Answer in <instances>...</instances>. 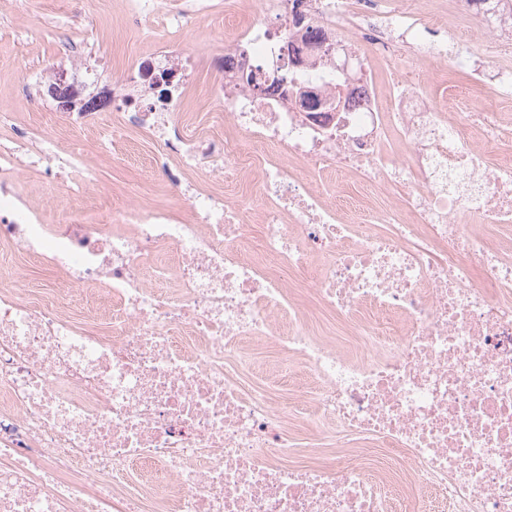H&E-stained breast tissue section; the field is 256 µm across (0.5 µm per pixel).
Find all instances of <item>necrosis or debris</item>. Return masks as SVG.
Returning a JSON list of instances; mask_svg holds the SVG:
<instances>
[{"label": "necrosis or debris", "instance_id": "1", "mask_svg": "<svg viewBox=\"0 0 512 512\" xmlns=\"http://www.w3.org/2000/svg\"><path fill=\"white\" fill-rule=\"evenodd\" d=\"M307 14L293 33L252 23L224 43V135L167 137L168 100L121 114L162 145L154 163L257 172L246 203L188 189L190 221L137 201L99 218L42 223L0 152V512H512V152L500 104L512 66L427 38L416 0L377 13L356 0H261ZM334 45L340 69L315 49ZM446 62L496 96L439 105L405 80L381 93L365 45ZM289 88L253 94L256 66ZM359 184L341 204L313 176ZM397 186L401 195L384 196ZM177 261H170V254ZM64 272L30 287L16 255ZM350 327L302 315L298 285ZM270 345L298 371L300 454L284 401L239 373Z\"/></svg>", "mask_w": 512, "mask_h": 512}]
</instances>
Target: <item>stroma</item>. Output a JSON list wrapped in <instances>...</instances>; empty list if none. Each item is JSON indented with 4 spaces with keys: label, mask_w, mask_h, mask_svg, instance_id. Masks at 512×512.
<instances>
[{
    "label": "stroma",
    "mask_w": 512,
    "mask_h": 512,
    "mask_svg": "<svg viewBox=\"0 0 512 512\" xmlns=\"http://www.w3.org/2000/svg\"><path fill=\"white\" fill-rule=\"evenodd\" d=\"M257 9L256 0H159L137 11L128 0H0V113L12 115L11 125L0 127V147L13 146L17 134L26 135L27 151L18 157L20 179L43 223H56L66 209L108 212L132 199L188 216L179 190L149 166L161 146L145 133H132L126 154L114 147L102 126L73 134L44 92L53 68L87 73L91 90L108 92L113 83L134 76L143 57L178 44L181 52L168 64L179 69L188 87L178 110L169 114V125L220 136L224 128L213 117L223 105L211 95L223 81L216 60L225 40L234 37L236 23L252 21ZM66 41L75 43L74 53L63 54ZM423 71L426 93L443 105L452 84L478 105L491 92L442 63L425 64ZM76 138L83 144L78 166H64L51 178L41 167L28 165L27 152L63 157Z\"/></svg>",
    "instance_id": "stroma-1"
}]
</instances>
